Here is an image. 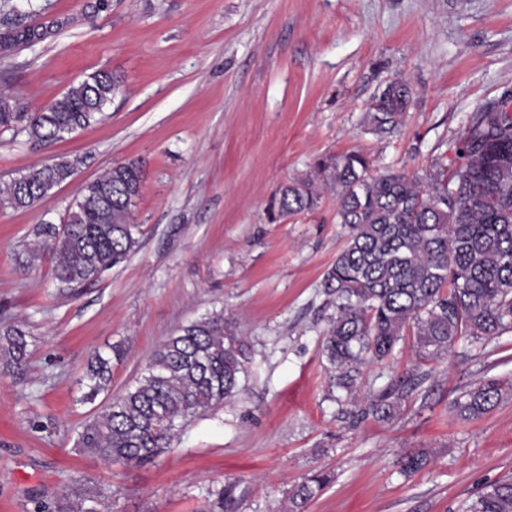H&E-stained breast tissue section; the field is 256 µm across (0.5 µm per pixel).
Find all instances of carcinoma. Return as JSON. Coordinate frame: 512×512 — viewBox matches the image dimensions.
I'll return each mask as SVG.
<instances>
[{
  "label": "carcinoma",
  "instance_id": "carcinoma-1",
  "mask_svg": "<svg viewBox=\"0 0 512 512\" xmlns=\"http://www.w3.org/2000/svg\"><path fill=\"white\" fill-rule=\"evenodd\" d=\"M64 25L59 19L9 27L14 51L43 42ZM122 86L108 71H96L52 101L29 112L15 98H0V134L23 131L37 142L60 141L68 130L97 123ZM413 88L403 79L386 85L367 113L381 138L397 134ZM77 162L63 160L29 169L0 187V206L30 207L66 181ZM322 181L336 193V217L348 228L344 248L328 268L322 287L335 297V313L324 330L322 351L336 386L356 398L355 366L390 356L406 332L416 336L424 360L447 355L468 336L489 340L512 328V110L497 102L473 113L458 138L448 173L425 177L403 169L380 170L369 157L350 151L317 162ZM145 179L144 162L131 160L82 187L63 224H43L30 261L54 264L58 288H87L125 262L140 247L134 208ZM321 200L312 179L281 187L278 215L314 210ZM27 355L26 332L0 328L4 366ZM121 349L96 354L83 384L94 400L112 383V359ZM250 360L245 337L224 314L210 315L178 330L148 359L144 375L116 396L78 434L77 447L104 461L135 466L167 452L180 424L224 405L239 392ZM502 387L480 382L455 401L457 413L480 417L499 403ZM401 397L388 389L366 401L361 413L390 421ZM429 462L423 451L400 461L406 475ZM318 472L288 495V512H305L328 483ZM92 506L87 507L85 503ZM91 490L63 494L54 512H100ZM466 512H512V480L482 488Z\"/></svg>",
  "mask_w": 512,
  "mask_h": 512
}]
</instances>
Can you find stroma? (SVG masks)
Masks as SVG:
<instances>
[{
	"mask_svg": "<svg viewBox=\"0 0 512 512\" xmlns=\"http://www.w3.org/2000/svg\"><path fill=\"white\" fill-rule=\"evenodd\" d=\"M0 0V18L68 24L0 57V91L30 110L105 69L124 86L96 124L39 144L0 134V184L60 157L85 160L24 210L0 208V324H21L29 355L0 368V512H43L87 479L102 512H285L316 472L330 484L306 512H464L484 485L512 476V392L489 413L459 417L474 384L512 385V331L457 341L424 361L407 335L358 390L407 387L396 419L361 415L332 387L322 331L334 312L322 286L347 231L336 198L276 221L279 190L317 160L352 150L379 168L447 164L472 112L512 89V0ZM403 78L413 97L397 135L365 117ZM140 159L142 235L124 264L74 295L49 262H30L41 224L59 223L81 187ZM232 318L251 348L241 392L196 415L171 452L129 467L80 452L84 423L140 378L148 357L202 316ZM120 346L108 392L84 400L95 352ZM428 451L415 475L397 466Z\"/></svg>",
	"mask_w": 512,
	"mask_h": 512,
	"instance_id": "obj_1",
	"label": "stroma"
}]
</instances>
